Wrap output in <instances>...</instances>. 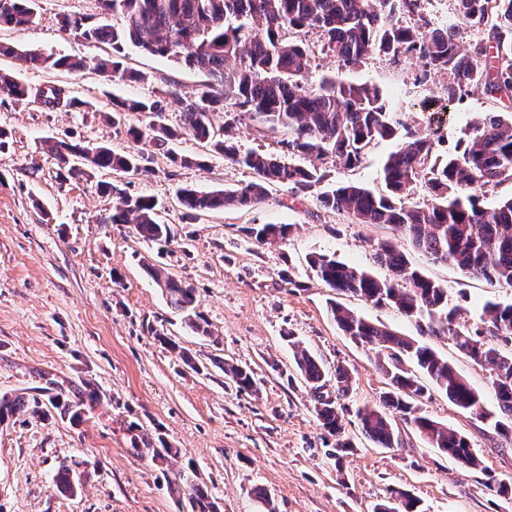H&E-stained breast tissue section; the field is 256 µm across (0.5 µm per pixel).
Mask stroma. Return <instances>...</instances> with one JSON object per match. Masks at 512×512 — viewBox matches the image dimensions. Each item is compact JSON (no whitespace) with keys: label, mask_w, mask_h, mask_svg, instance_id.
I'll return each mask as SVG.
<instances>
[{"label":"stroma","mask_w":512,"mask_h":512,"mask_svg":"<svg viewBox=\"0 0 512 512\" xmlns=\"http://www.w3.org/2000/svg\"><path fill=\"white\" fill-rule=\"evenodd\" d=\"M104 19L102 0H39L26 28L0 27V42L56 55L104 56L111 45L92 44L61 29L66 16ZM305 83L323 78L369 81L385 93L413 91L407 123L439 126L448 143L481 112L512 114V98L492 101L472 94L448 103L444 75L424 76L420 59L370 57L356 70L341 69L315 34ZM125 66L143 82L108 81L93 68L72 73L33 70L18 58L0 56V69L34 88L61 85L90 103L87 112H45L37 105L0 98V129L9 148L0 153V394H30L55 380L63 390L91 387L80 425L23 410L0 423V512H191V485L207 488L219 512H373L390 494L403 492L418 512H512V494L495 483L512 479V437L494 429L498 406L488 369L445 339L430 344L481 397L484 417L454 406L430 388L422 408L430 418L468 437L481 468L458 471L410 426L399 425L398 446L381 448L362 433L355 412L376 405L386 384L374 349L344 336L330 313L338 300L399 335L417 337L414 320L391 307L325 288L310 269L315 254L381 277L374 261L380 242L395 240L387 224H357L346 214L319 207L314 193L269 189L260 205L189 216L179 188L235 189L252 181L251 170L210 152L186 136L166 146L143 148L141 173L101 168L91 178L62 179L45 140L71 137L89 146L127 150V126L150 116L130 112L112 127L105 115L112 100L148 98L175 87L195 94L206 83L199 71L125 49ZM241 151L278 154L283 130L245 119L234 125ZM398 140L371 147L359 166L325 161L333 182L383 191L381 169ZM203 156L198 168L173 166L171 152ZM114 182L133 196L161 205L176 241L161 249L140 238L133 225L102 224L111 208L100 183ZM252 224H289L286 241L260 245L244 232ZM412 266L448 290L458 318L481 323L486 302H512V288L464 277L450 262H435L405 248ZM158 264L195 288L197 310L209 336L194 334L183 315L147 273ZM306 347L326 373L344 366L350 390L344 435L353 446L334 458L335 440L318 425L308 386L293 367L291 341ZM185 348L195 367L178 358ZM228 361L252 369L258 390L237 391L218 367ZM173 448L168 461L154 448ZM80 462L76 494L60 492L52 478L61 464ZM266 491L268 500L258 498Z\"/></svg>","instance_id":"stroma-1"}]
</instances>
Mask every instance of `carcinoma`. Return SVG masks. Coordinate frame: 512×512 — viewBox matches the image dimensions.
Returning <instances> with one entry per match:
<instances>
[{
    "label": "carcinoma",
    "instance_id": "cac0c4a2",
    "mask_svg": "<svg viewBox=\"0 0 512 512\" xmlns=\"http://www.w3.org/2000/svg\"><path fill=\"white\" fill-rule=\"evenodd\" d=\"M421 0H103L104 10L120 16L122 25L92 22L65 16L61 28L89 43L112 45V55L90 61L70 55L46 54L38 49L18 50L0 45V55L18 56L31 68H59L70 72L88 64L108 80L137 82L140 74L120 60L131 44L151 55L167 58L204 73L208 81L190 98L167 89L154 99H112L107 121L118 125L129 112H146L152 120L127 128L135 143L164 145L183 135L207 142L225 159L246 167L254 180L238 189L180 190L183 205L200 212L218 208H246L263 203L269 187L281 185L307 193L320 188L319 206L345 213L357 224H389L398 237L434 261H452L465 275L512 287V198L496 206L483 202L485 188L512 181V117L483 112L463 131L451 151L442 149L444 136L424 132L402 119L404 105L393 102L368 82L327 79L317 91L302 84L308 69L310 46L304 36L317 32L322 48L331 52L339 67L353 70L374 54L394 60L416 54L425 72L448 76V101L480 92L495 98L512 91V60L500 53L512 51V0H457L458 15L485 28L487 36L465 48L460 29L435 25L420 11ZM416 16L414 25L404 18ZM35 0H0V26L24 28L34 22ZM295 38H288V34ZM0 96L16 102L36 103L45 112H86L89 104L59 86L33 88L9 72L0 71ZM169 97L180 109L182 123L173 127L165 120L162 99ZM224 115V122L217 120ZM248 117L271 130L285 129L281 141L290 160L256 152L243 153L230 137L233 123ZM399 139L401 147L382 167L385 192L376 193L350 182L326 188L329 157L335 165L358 166L367 149L381 140ZM60 175L79 178L95 169L115 172L142 171L138 152H116L105 145L90 148L75 140L47 142ZM299 156L309 159L300 164ZM424 184L429 198L412 201L407 190ZM100 191L118 198L112 210L100 215L101 224H132L143 239L171 244V225L158 219L157 203L150 197H134L114 183ZM291 224H259L245 228L259 244L286 239ZM376 262L387 269L380 279L369 272L316 254L309 258L316 278L327 288L351 294L375 305L391 306L416 320L423 336H445L458 351L490 370L497 399L494 427L501 435L512 434V303H487L483 328L457 321L459 306L448 304V289L409 263L399 246L379 244ZM154 282L171 306L183 313L187 325L200 336L209 335L196 311L195 288L177 282L163 269L147 266ZM337 327L360 345H372L381 354L379 368L388 390L372 408L357 411L362 431L381 448L399 443L396 420L411 426L439 452L467 472L482 459L468 438L423 413L418 402L427 387L404 367L408 359L448 400L460 409L482 415L480 395L438 352L427 344L378 325L339 302L330 305ZM295 369L305 378L314 398L319 426L330 436L344 432L343 408L327 390L325 372L315 357L299 343H291ZM221 369L240 391H257L253 372L223 362ZM48 403L62 419L82 422V390L70 394L46 382L41 388ZM41 409L34 395L0 396V421L26 407ZM55 487L76 492L77 474L62 465L53 477ZM192 507L197 512H216L201 487L193 488ZM414 500L400 503L386 499L374 512H416Z\"/></svg>",
    "mask_w": 512,
    "mask_h": 512
}]
</instances>
